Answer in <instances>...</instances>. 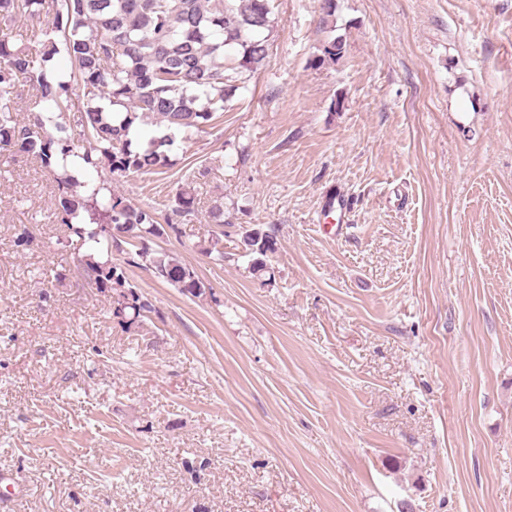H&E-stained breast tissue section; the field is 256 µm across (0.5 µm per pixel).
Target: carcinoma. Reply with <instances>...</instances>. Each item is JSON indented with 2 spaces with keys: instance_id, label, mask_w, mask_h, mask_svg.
<instances>
[{
  "instance_id": "obj_1",
  "label": "carcinoma",
  "mask_w": 512,
  "mask_h": 512,
  "mask_svg": "<svg viewBox=\"0 0 512 512\" xmlns=\"http://www.w3.org/2000/svg\"><path fill=\"white\" fill-rule=\"evenodd\" d=\"M0 0V20L37 19L32 46L0 39V153L26 155L56 174L54 206L59 223L81 241L83 279L112 298L126 299L112 310L125 327L141 321L149 303L130 285L124 265L142 261L182 293L199 297L205 285L175 255L152 251L148 242L195 215L191 184L184 174L169 213L141 207L112 192L108 184L78 181L57 170L103 167L112 175L161 174L169 153L221 121L238 89V75L260 70L269 57L273 31L269 0ZM63 58L68 68L56 60ZM237 62L227 72L224 59ZM27 75L41 110L17 119L11 105L19 77ZM83 91L82 134H69L62 113L71 107L72 86ZM152 124L150 135L132 129ZM135 247L131 252L125 246ZM255 266L275 252L267 233H245ZM127 255L125 264L113 253Z\"/></svg>"
}]
</instances>
